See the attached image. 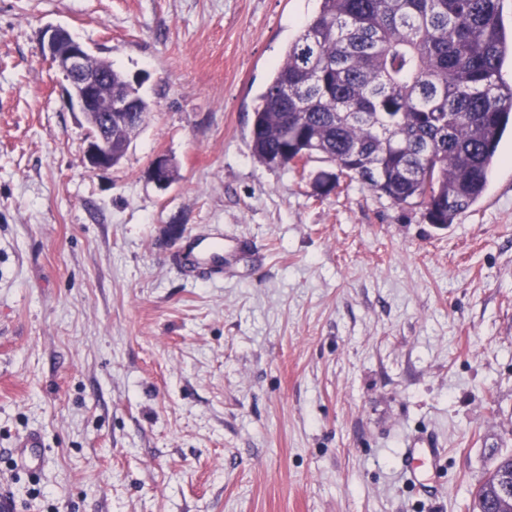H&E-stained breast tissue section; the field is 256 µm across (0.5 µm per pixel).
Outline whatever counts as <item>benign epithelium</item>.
<instances>
[{
  "instance_id": "obj_1",
  "label": "benign epithelium",
  "mask_w": 512,
  "mask_h": 512,
  "mask_svg": "<svg viewBox=\"0 0 512 512\" xmlns=\"http://www.w3.org/2000/svg\"><path fill=\"white\" fill-rule=\"evenodd\" d=\"M42 53L68 83L67 95L83 114L87 131L86 155L94 170L112 168V120L128 110L129 101L108 97L101 103L102 91H112V75L99 67L89 49L61 26L47 25L40 32ZM170 160L161 155L151 163L150 175L159 185L168 183Z\"/></svg>"
}]
</instances>
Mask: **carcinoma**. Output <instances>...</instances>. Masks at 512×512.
I'll return each mask as SVG.
<instances>
[{
    "label": "carcinoma",
    "mask_w": 512,
    "mask_h": 512,
    "mask_svg": "<svg viewBox=\"0 0 512 512\" xmlns=\"http://www.w3.org/2000/svg\"><path fill=\"white\" fill-rule=\"evenodd\" d=\"M253 111L251 152L268 166L319 156L445 228L482 196L506 128L512 57L501 0H319ZM112 70V91L150 105ZM501 458L474 492L492 504Z\"/></svg>",
    "instance_id": "cac0c4a2"
}]
</instances>
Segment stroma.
<instances>
[{
    "instance_id": "stroma-1",
    "label": "stroma",
    "mask_w": 512,
    "mask_h": 512,
    "mask_svg": "<svg viewBox=\"0 0 512 512\" xmlns=\"http://www.w3.org/2000/svg\"><path fill=\"white\" fill-rule=\"evenodd\" d=\"M318 0H0V498L24 512H472L512 454V132L428 224L358 183L259 163L253 109ZM139 79L120 163L39 49ZM176 178L158 185L156 156ZM265 253L189 278L188 243ZM41 433L35 474L12 450ZM448 453L435 500L405 444ZM507 471L509 476L512 477V455L502 457L494 466L493 470L489 473L488 477L484 479L479 486L476 488L474 495V500L476 504V508L479 512L484 511L490 504H492L493 500L490 498L491 494L495 492L494 483L497 475L501 471ZM484 512H496L494 510L484 511Z\"/></svg>"
}]
</instances>
